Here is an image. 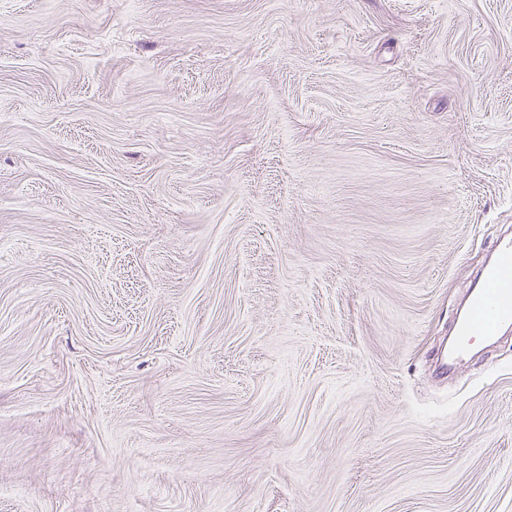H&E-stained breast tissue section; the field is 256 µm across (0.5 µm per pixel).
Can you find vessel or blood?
Segmentation results:
<instances>
[{"mask_svg": "<svg viewBox=\"0 0 512 512\" xmlns=\"http://www.w3.org/2000/svg\"><path fill=\"white\" fill-rule=\"evenodd\" d=\"M497 258L471 290L469 315L457 327V348L465 350L477 336H495L512 326V237H502Z\"/></svg>", "mask_w": 512, "mask_h": 512, "instance_id": "vessel-or-blood-1", "label": "vessel or blood"}]
</instances>
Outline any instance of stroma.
Instances as JSON below:
<instances>
[{
	"label": "stroma",
	"instance_id": "obj_1",
	"mask_svg": "<svg viewBox=\"0 0 512 512\" xmlns=\"http://www.w3.org/2000/svg\"><path fill=\"white\" fill-rule=\"evenodd\" d=\"M512 0H0V512H512ZM495 252V262L482 271L471 290L469 316L457 327L458 355L473 336H495L512 326V237H502Z\"/></svg>",
	"mask_w": 512,
	"mask_h": 512
}]
</instances>
